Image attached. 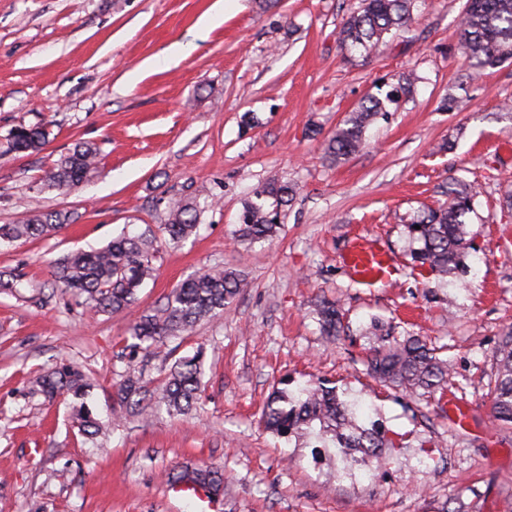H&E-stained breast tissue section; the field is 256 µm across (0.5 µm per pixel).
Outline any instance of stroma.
I'll use <instances>...</instances> for the list:
<instances>
[{"label": "stroma", "instance_id": "stroma-1", "mask_svg": "<svg viewBox=\"0 0 512 512\" xmlns=\"http://www.w3.org/2000/svg\"><path fill=\"white\" fill-rule=\"evenodd\" d=\"M465 0H417L410 28L377 54L347 59L336 42L359 0H0V224L32 209L68 216L59 232L0 244V512H191L166 473L185 462L224 472L219 512H512V430L491 418L486 385L512 328V60L467 74L458 51ZM412 94L398 92L402 74ZM387 97L366 145L340 163L323 143L365 95ZM48 143L9 152L19 125ZM100 149L97 171L68 193L42 189L75 143ZM478 185L469 270L439 278L412 268L407 224L445 202L451 179ZM295 189L276 237L233 232L256 187ZM200 211L196 235L168 246L155 279L117 315L54 285L53 263L165 223L170 201ZM366 237L390 257L388 283H359L345 263ZM237 269L244 286L222 316L168 340L173 356L127 360L129 324L205 267ZM338 300L347 336H322L314 305ZM450 345L442 398L380 395L363 364L372 318ZM203 351L199 412L113 421L127 365L160 383L174 358ZM68 362L91 376L98 443L45 400L38 377ZM330 379L373 402L396 445L357 479L336 451L267 432L259 417L283 377Z\"/></svg>", "mask_w": 512, "mask_h": 512}]
</instances>
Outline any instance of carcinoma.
<instances>
[{
    "mask_svg": "<svg viewBox=\"0 0 512 512\" xmlns=\"http://www.w3.org/2000/svg\"><path fill=\"white\" fill-rule=\"evenodd\" d=\"M414 0H361V6L342 20L337 43L346 57L369 56L379 50L384 36L405 29L412 22ZM460 50L479 71L512 59V0H466L459 32ZM385 111L384 101L373 94L364 97L347 113L336 131L324 143L325 157L339 162L363 147L368 125ZM49 137L44 125H20L9 133L10 149L16 153L40 150ZM97 148L79 142L55 161L44 177L47 189H70L81 183L96 168ZM448 202L407 225L408 238L420 244L410 251L412 267H428L441 277L466 269L465 257L471 248L465 221L477 191L470 184L453 182L446 190ZM255 200L245 204L238 241L254 243L268 240L280 229L277 218L290 205L294 189L286 183L270 182L255 189ZM171 219L159 232L144 231L122 235L104 248L68 254L56 262L55 281L64 291H74L91 308L119 313L137 301L139 289L152 278L155 261L165 243H177L197 233L199 216L192 203L175 202ZM68 220L60 212L37 213L13 224H0V242H26L61 230ZM241 274L234 268L214 266L203 269L182 282L166 302L141 314L128 333L133 349L153 354L169 337L188 336L200 322L224 311L239 293ZM315 315L328 337L346 334L339 304L320 300ZM448 344L429 343L419 336L394 337L369 348L365 365L369 373L395 390V396H425L448 385ZM203 351L182 357L170 366L160 389H151L140 370L129 368L113 398V414L136 410L142 416L153 414L162 404L172 415L185 414L197 406L201 393ZM499 369L487 394L497 424L512 429V330L499 341ZM275 389L263 411L262 422L274 435L290 438L308 435L314 448L338 449L340 472L350 478L368 473L384 449L395 447L387 430L375 420L362 418L361 404L346 398V392L330 380L309 381L291 386L287 379ZM91 383L77 367L62 363L39 381V392L47 399H70L71 419L78 433L94 442L102 425L86 402ZM179 484L193 482L210 487L213 494L224 491L223 474L208 465H182L167 473Z\"/></svg>",
    "mask_w": 512,
    "mask_h": 512,
    "instance_id": "1",
    "label": "carcinoma"
}]
</instances>
